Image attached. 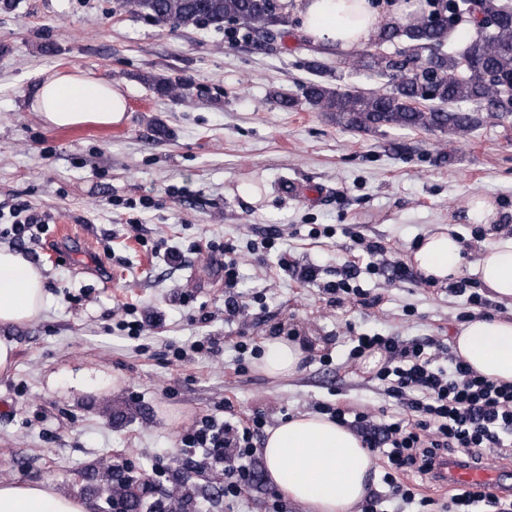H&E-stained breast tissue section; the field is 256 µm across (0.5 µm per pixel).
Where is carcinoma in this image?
I'll list each match as a JSON object with an SVG mask.
<instances>
[{
  "mask_svg": "<svg viewBox=\"0 0 512 512\" xmlns=\"http://www.w3.org/2000/svg\"><path fill=\"white\" fill-rule=\"evenodd\" d=\"M116 9L177 27L224 28L238 22L274 40L288 23L278 0H115ZM450 19L432 23L421 15L384 30L382 41L401 42L393 54L366 47L337 63L352 73L362 66L387 79L389 90L364 92L322 82L303 87L306 103L336 115L353 128L389 126L466 135L489 119L512 116V0H446ZM474 35L448 48L461 16ZM157 93L183 94L184 85L164 77L144 78Z\"/></svg>",
  "mask_w": 512,
  "mask_h": 512,
  "instance_id": "carcinoma-1",
  "label": "carcinoma"
}]
</instances>
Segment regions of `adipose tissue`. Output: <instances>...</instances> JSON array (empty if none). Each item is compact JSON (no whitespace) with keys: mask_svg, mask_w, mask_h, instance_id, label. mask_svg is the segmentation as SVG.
<instances>
[{"mask_svg":"<svg viewBox=\"0 0 512 512\" xmlns=\"http://www.w3.org/2000/svg\"><path fill=\"white\" fill-rule=\"evenodd\" d=\"M300 30L325 52L348 51L381 36L391 22L407 21L411 9L398 0L383 6L377 0H295ZM45 125H102L124 120L123 94L111 83L83 73L55 72L38 84L30 103ZM463 245L447 227L421 238L410 253L414 268L432 281L468 274L508 313L476 316L459 325L453 353L487 378L512 384V234L498 233L482 241L479 256L464 263ZM46 276L24 252L0 246V328L38 320L50 295ZM304 352L298 343H267L258 365L265 375L285 377L297 372ZM262 458L270 481L307 512H355L366 498L377 471L374 455L360 437L327 418L297 414L267 432ZM0 512H92L88 499L59 493L48 482L0 479Z\"/></svg>","mask_w":512,"mask_h":512,"instance_id":"obj_1","label":"adipose tissue"}]
</instances>
